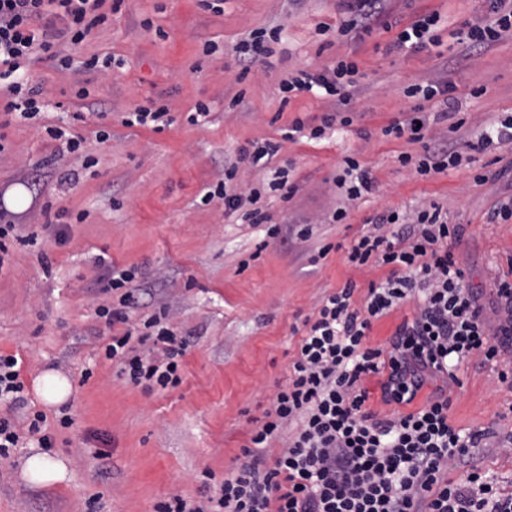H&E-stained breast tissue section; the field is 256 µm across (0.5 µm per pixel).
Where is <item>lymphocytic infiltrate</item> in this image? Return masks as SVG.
<instances>
[{
  "label": "lymphocytic infiltrate",
  "mask_w": 512,
  "mask_h": 512,
  "mask_svg": "<svg viewBox=\"0 0 512 512\" xmlns=\"http://www.w3.org/2000/svg\"><path fill=\"white\" fill-rule=\"evenodd\" d=\"M122 0H0V113L14 119L38 114L39 90L28 84L25 74L32 60L51 63L73 72L77 98L88 95L83 75L97 66V58L74 62L63 45L78 46L93 30L117 12ZM340 33L368 34L382 29L393 32L396 49L419 51L442 44L444 17L436 11L416 15L409 23L393 27L388 0H341ZM512 35V0H489L485 21L468 25L464 41L468 48H486ZM361 76L356 61L344 57L319 70L299 69L282 79L286 98L303 92L320 94L331 101L334 112L319 124L306 126L294 119L289 135L308 139L326 138L333 126H351L347 106ZM404 94L416 99L408 118L383 127V136L424 143L431 119L458 129L459 108L443 82L408 85ZM438 108L429 116L426 103ZM402 166L413 167L423 177L461 167L465 159L450 143L426 146L423 154L399 157ZM235 167L202 198L204 204L220 203L225 209L246 208L254 224L267 223L258 203L263 191L290 195L285 171H275L266 189H251L247 195L229 192L227 183ZM384 224L410 223L413 231L400 242L370 233L355 242L348 260L356 266L389 267L385 279L370 283L364 303L354 306L353 284H346L323 300L315 320L302 337L288 382L271 398L264 420L244 447L242 468L225 476L216 495L203 502H190L179 495L158 503L155 512H512V494L499 491L493 477L473 463L485 431L462 432L449 417L445 394L429 397L418 409L410 404L430 382L454 379L455 370L468 356L483 354L495 361L500 349L512 346V280L495 285L496 305L504 316L495 329H488L483 307L466 284V269L452 251L465 233L460 224L448 221L439 204L401 216L388 210ZM136 267L109 266V290L119 292L117 302L98 305L97 316L106 326L121 323L122 335L106 344L104 355L121 367L128 383L149 392L181 381V359L186 340L175 333L166 311L148 317L144 330L133 334L127 324L135 302ZM414 302L412 317L396 328L387 349L365 344L373 322L406 302ZM153 341L158 352H137L135 341ZM383 378L382 398L400 410L379 417L367 405L363 386L367 376ZM24 383L16 356L0 354V458L23 447L26 435L38 445L52 449L47 417L34 412L26 432H19L11 411L24 408ZM298 429L284 450L267 458L269 442L290 423ZM466 465L461 478L448 477L449 462Z\"/></svg>",
  "instance_id": "f902f5d3"
}]
</instances>
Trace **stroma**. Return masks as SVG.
<instances>
[{"mask_svg": "<svg viewBox=\"0 0 512 512\" xmlns=\"http://www.w3.org/2000/svg\"><path fill=\"white\" fill-rule=\"evenodd\" d=\"M391 19L409 21L436 10L453 32L489 16L487 0H389ZM339 0H226L223 15L200 0H123L109 23L81 45L75 60L114 57L115 66L89 76V95L72 94V77L34 61L29 82L41 91L43 107L13 123L0 141V195L26 188L27 207L14 221L39 235L37 245L15 246L0 269V354L21 362L27 408L47 416L56 436L53 457L68 467L66 481L35 487L21 477L30 451L0 460V512H154L179 494L199 501L213 495L225 475L243 463L258 419L274 392L288 380L289 365L306 319L322 299L353 283L362 303L370 282L387 268L355 267L347 249L362 235H392L380 223L390 209L412 211L436 202L448 221L466 233L454 252L467 269L469 287L481 292L484 314L496 323L493 287L512 274V223L491 224L488 211L512 196V143L475 150L480 134L512 115V36L489 48L463 49L449 64L435 52L401 51L381 29L364 38L340 35ZM328 24L319 34V24ZM276 29L280 39L268 62L243 69L233 46L258 29ZM218 46L203 51L205 42ZM352 54L365 74L350 103L354 124L326 139H285L295 118L319 124L327 100L303 93L283 102L280 82L288 71L319 68ZM448 82L462 126L449 131L435 123L431 135L448 140L469 165L421 178L398 162L422 154V144L389 140L381 130L404 119L413 102L403 90L412 83ZM241 95L236 109L228 101ZM158 100L172 123L162 131L128 127L126 112ZM209 113L198 124L188 117L197 104ZM106 113L107 140H99L96 113ZM63 126L84 138L95 164L61 154L46 129ZM281 149L267 165L239 159L241 148L266 139ZM369 169L375 190L346 200L336 186L343 156ZM236 164L234 192L289 172V198H267L265 208L280 235L251 224L243 211L203 205L206 187ZM486 174L485 182L474 179ZM347 207L346 223L331 214ZM308 224V238L282 232ZM137 267L133 320L166 310L188 346L182 382L144 392L129 384L102 348L123 325L107 328L96 316L109 300L106 267ZM64 374L72 393L67 411L46 404L35 389L45 371ZM458 383L445 386L454 425L488 429L477 464L512 493V390L499 383L481 357L468 358ZM72 418L70 427L59 423Z\"/></svg>", "mask_w": 512, "mask_h": 512, "instance_id": "35a3bbf8", "label": "stroma"}]
</instances>
